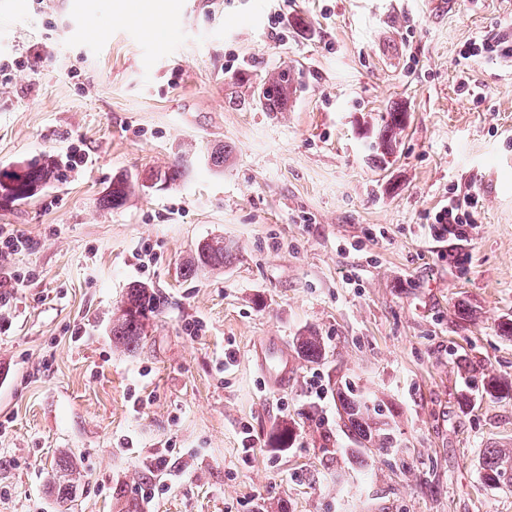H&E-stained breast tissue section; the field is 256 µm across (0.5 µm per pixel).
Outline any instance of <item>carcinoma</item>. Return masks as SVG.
I'll list each match as a JSON object with an SVG mask.
<instances>
[{
  "label": "carcinoma",
  "instance_id": "obj_1",
  "mask_svg": "<svg viewBox=\"0 0 512 512\" xmlns=\"http://www.w3.org/2000/svg\"><path fill=\"white\" fill-rule=\"evenodd\" d=\"M293 76L288 68H281L267 74L262 80L260 103L268 111L275 112L280 109L281 91L292 84ZM404 121L402 113H389V120L381 131L378 148L382 153H389L396 145L398 136L403 132ZM57 173L56 161L46 155L40 161L22 165L21 174L15 176V180L6 186L0 183V199L6 202L23 201L33 197L39 187L54 178ZM185 173V164L176 162L168 168L151 173L149 179H156L168 186L181 180ZM133 185L126 177H118L112 180V203L118 204L125 201L132 193ZM231 257V253L224 248V239L212 238L204 243L202 248L196 251L195 256L187 263L184 274L194 276L203 270H219L224 268ZM164 306L163 298L152 288L144 283H137L127 288L126 296L112 320V344L115 348L132 352L138 347L145 332V323L141 316L149 314L156 316ZM296 346L301 355L315 362L325 355V345L322 337L314 331H309L296 337ZM512 389V384L497 377H489L482 383V392L495 396ZM339 401L343 414L346 416V427L358 448L352 450L351 456L365 461L364 455L374 447L378 451H384L393 445L391 434L380 427L376 420V410L366 403L354 398L352 392L339 391ZM481 466L485 478L494 485L512 480L506 476L507 471H512V449L489 448L482 457ZM59 470L61 475L55 482L57 501L61 512H68V502L72 501L74 484L77 481V468L69 457L60 460Z\"/></svg>",
  "mask_w": 512,
  "mask_h": 512
}]
</instances>
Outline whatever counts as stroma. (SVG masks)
<instances>
[{
	"mask_svg": "<svg viewBox=\"0 0 512 512\" xmlns=\"http://www.w3.org/2000/svg\"><path fill=\"white\" fill-rule=\"evenodd\" d=\"M511 21L512 0H0V170L86 157L0 203L29 240L0 261V512H57L64 455L71 512H512V485L480 469L512 448V395L482 393L512 382V78L456 65ZM282 67L293 90L269 112L256 88ZM391 112L404 130L371 158ZM183 155L175 185L106 203L113 178ZM469 190V238L433 239L429 214ZM218 235L230 262L184 276ZM135 281L166 305L127 352L110 327ZM309 329L316 363L294 345ZM271 340L294 366L282 388L257 364ZM343 381L394 439L363 466ZM295 343L301 355L311 362L321 360L326 353L322 337L314 331L297 336ZM59 470L61 475L55 482V489L57 493V501L61 512L69 511L68 502H72L74 484L80 477V472H77V468L73 462L69 460V457H63L60 460ZM78 475V477L76 476Z\"/></svg>",
	"mask_w": 512,
	"mask_h": 512,
	"instance_id": "1",
	"label": "stroma"
}]
</instances>
